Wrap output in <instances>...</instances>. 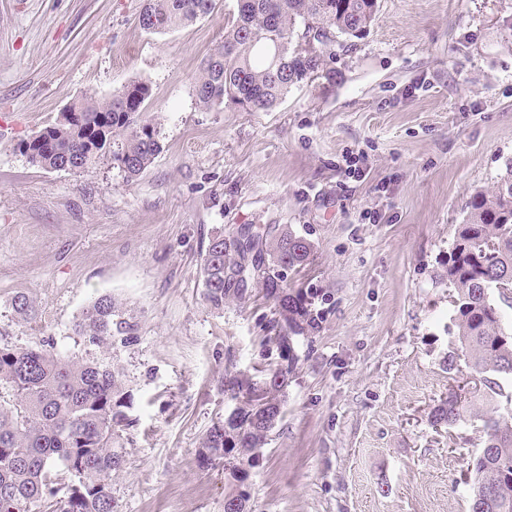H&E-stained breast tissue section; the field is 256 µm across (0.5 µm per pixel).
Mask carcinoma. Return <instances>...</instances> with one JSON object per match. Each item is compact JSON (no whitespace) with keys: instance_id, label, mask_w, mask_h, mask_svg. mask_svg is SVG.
I'll return each mask as SVG.
<instances>
[{"instance_id":"cac0c4a2","label":"carcinoma","mask_w":512,"mask_h":512,"mask_svg":"<svg viewBox=\"0 0 512 512\" xmlns=\"http://www.w3.org/2000/svg\"><path fill=\"white\" fill-rule=\"evenodd\" d=\"M214 0H145L139 24L149 33L190 25L212 13ZM378 0H237V17L225 29L195 80L198 103L207 110L228 101L246 112H268L292 87L329 81L336 71L324 55L336 37L361 38L376 17ZM151 92L131 81L110 97L83 96L56 122L21 142L27 159L50 170L81 171L106 159L128 178L142 173L160 151V124L143 112ZM466 223L456 227L448 248V287L457 344L472 368L485 375L482 407L456 392L434 408L435 422L448 427L482 422L483 446L473 463L470 512H512V420L499 414L506 402L503 380H512V323L498 301L512 294V159L492 188L467 203ZM253 261L260 274L241 277L246 253L226 244L224 233L208 243L202 264L205 297L212 308L246 298L259 283L276 308L266 345L280 363L229 382L234 407L202 439L201 457L246 479L282 413L294 339L315 328L317 313L300 291L285 284L284 271L312 260V245L289 229L267 226L251 232ZM14 318L38 313L25 292L11 299ZM135 324L110 294L86 306L74 333L85 355L54 344L34 349L0 345V512H114L112 472L124 456L113 447L115 431L131 427V396L119 372L106 361L116 339L128 341Z\"/></svg>"}]
</instances>
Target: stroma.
<instances>
[{
    "mask_svg": "<svg viewBox=\"0 0 512 512\" xmlns=\"http://www.w3.org/2000/svg\"><path fill=\"white\" fill-rule=\"evenodd\" d=\"M144 0H0V344L85 352L73 332L102 294L136 324L112 363L135 424L120 430L116 512H224L232 480L202 466L224 390L272 360L273 301L250 285L210 306V238L277 224L313 262L290 271L321 319L295 343L281 419L246 480V512H469L480 421L431 423L464 358L444 264L466 204L512 159V0H379L362 39L326 48L334 81L292 88L267 112L206 110L194 80L237 14L164 33ZM148 82L161 149L133 180L101 162L45 170L18 150L84 95ZM359 156L363 180L345 178ZM28 292L39 312L17 322ZM11 307L14 318L19 322H29L38 313L35 300L25 292H17L13 295Z\"/></svg>",
    "mask_w": 512,
    "mask_h": 512,
    "instance_id": "1",
    "label": "stroma"
}]
</instances>
